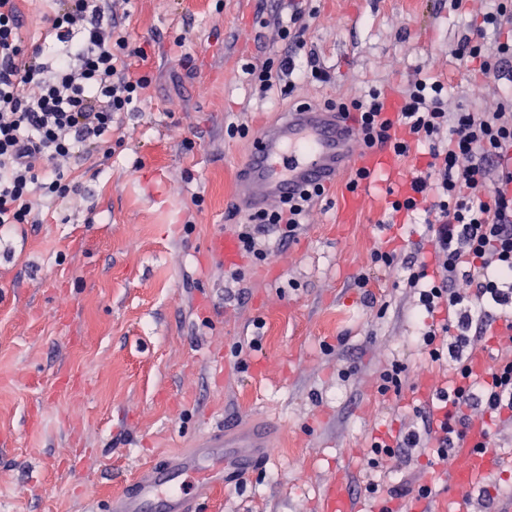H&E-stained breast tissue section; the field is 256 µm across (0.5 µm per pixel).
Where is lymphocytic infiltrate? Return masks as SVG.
<instances>
[{
  "label": "lymphocytic infiltrate",
  "instance_id": "1",
  "mask_svg": "<svg viewBox=\"0 0 512 512\" xmlns=\"http://www.w3.org/2000/svg\"><path fill=\"white\" fill-rule=\"evenodd\" d=\"M118 11L116 0H48L41 41L31 49L18 0H0V230L38 223L44 206L77 194L75 171L97 169L110 158L115 119L144 101L151 78L130 68L135 51ZM302 15V7L294 6L289 20L278 24L287 47L278 64L246 67L259 93L295 72ZM456 56L479 61L482 74L497 80L512 64V41L490 51L483 35L468 36ZM447 102V85L420 79L394 110L377 90L332 104L353 115L355 137L365 147L380 146L408 160L414 144L428 143L425 168L409 178L408 193L391 207L425 213L434 262H405L399 285L428 314L452 310L459 316L453 328L418 327L417 344L431 362L451 356L454 376L450 385L435 386L427 407L413 408L410 426L374 439L372 466L416 453L431 464H447L475 413L512 411V336L499 337L496 361L483 382L472 381L466 352L471 340L512 318V93L492 111L452 112ZM323 194V188H307L287 202L245 214L235 228L242 252L277 261L278 253L258 231L272 227L285 238L298 237ZM366 491L391 512L396 505L429 503L435 488L416 477L391 485L372 481Z\"/></svg>",
  "mask_w": 512,
  "mask_h": 512
}]
</instances>
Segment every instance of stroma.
Segmentation results:
<instances>
[{"label": "stroma", "mask_w": 512, "mask_h": 512, "mask_svg": "<svg viewBox=\"0 0 512 512\" xmlns=\"http://www.w3.org/2000/svg\"><path fill=\"white\" fill-rule=\"evenodd\" d=\"M306 46L329 82L293 77L291 94L259 99L243 69L278 60L283 45L260 19L274 0H130L125 28L152 83L140 111L122 114L101 172L76 173L75 201L44 208L37 224L0 231V512H86L144 463L185 451L209 427L256 417L279 426L264 465L205 502L203 512H324L328 486L347 484L368 512L365 474L413 477L425 465L369 468L365 440L408 426L427 388L411 340L423 317L397 281L372 265L401 254L425 227L387 206L339 221L345 185L314 207L299 239L267 232L287 262L236 255L239 279L208 249L233 236L235 169L251 135L299 103L389 96L417 79L450 88L449 106L495 109L501 87L454 51L486 0H307ZM184 37L193 62L170 53ZM246 123L248 137L229 135ZM202 195L195 205L194 195ZM257 348L236 354L243 338ZM406 365L401 394L376 376ZM493 488L467 512L512 500V425L494 427Z\"/></svg>", "instance_id": "35a3bbf8"}]
</instances>
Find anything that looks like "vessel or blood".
Returning <instances> with one entry per match:
<instances>
[{
	"mask_svg": "<svg viewBox=\"0 0 512 512\" xmlns=\"http://www.w3.org/2000/svg\"><path fill=\"white\" fill-rule=\"evenodd\" d=\"M354 169H363L391 184L398 178L392 154L366 148L354 137L350 119L314 106L302 105L267 122L236 172L233 201L242 210L261 211L296 196L309 187H329ZM381 194L368 191L345 197L343 222H350L366 204H381ZM485 429L472 426L468 439L458 442L446 479L454 494L448 512H463L462 494L490 487L496 467L490 453L476 448ZM258 439L235 450L225 447V429L208 430L197 448L161 465L142 468L108 499L107 512H198L200 504L239 482L264 461ZM327 512H356L353 497L343 487L330 490Z\"/></svg>",
	"mask_w": 512,
	"mask_h": 512,
	"instance_id": "1",
	"label": "vessel or blood"
}]
</instances>
